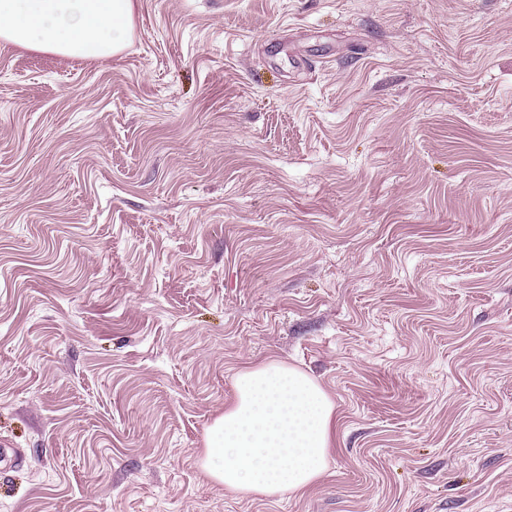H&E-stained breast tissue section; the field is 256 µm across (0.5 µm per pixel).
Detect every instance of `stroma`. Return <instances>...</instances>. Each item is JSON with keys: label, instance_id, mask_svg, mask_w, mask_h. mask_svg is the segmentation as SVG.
<instances>
[{"label": "stroma", "instance_id": "1", "mask_svg": "<svg viewBox=\"0 0 512 512\" xmlns=\"http://www.w3.org/2000/svg\"><path fill=\"white\" fill-rule=\"evenodd\" d=\"M336 406L225 490L237 374ZM0 512H512V0H135L0 41ZM133 0H0V39L78 59H105L128 41ZM235 391L205 435L201 465L210 479L271 497L326 473L335 405L312 376L271 360L241 371Z\"/></svg>", "mask_w": 512, "mask_h": 512}]
</instances>
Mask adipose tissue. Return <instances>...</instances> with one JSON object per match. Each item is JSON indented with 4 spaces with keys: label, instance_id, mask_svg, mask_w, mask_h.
<instances>
[{
    "label": "adipose tissue",
    "instance_id": "obj_1",
    "mask_svg": "<svg viewBox=\"0 0 512 512\" xmlns=\"http://www.w3.org/2000/svg\"><path fill=\"white\" fill-rule=\"evenodd\" d=\"M133 0H0V39L78 59L128 41ZM236 398L208 428L201 465L231 491L298 492L328 469L335 405L308 373L271 360L241 371Z\"/></svg>",
    "mask_w": 512,
    "mask_h": 512
}]
</instances>
